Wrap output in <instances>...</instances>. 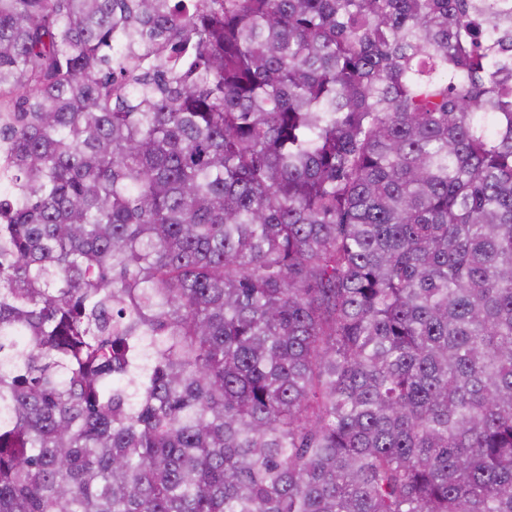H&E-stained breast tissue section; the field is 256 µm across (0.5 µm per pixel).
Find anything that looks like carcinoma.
<instances>
[{
  "mask_svg": "<svg viewBox=\"0 0 512 512\" xmlns=\"http://www.w3.org/2000/svg\"><path fill=\"white\" fill-rule=\"evenodd\" d=\"M0 512H512V0H0Z\"/></svg>",
  "mask_w": 512,
  "mask_h": 512,
  "instance_id": "cac0c4a2",
  "label": "carcinoma"
}]
</instances>
